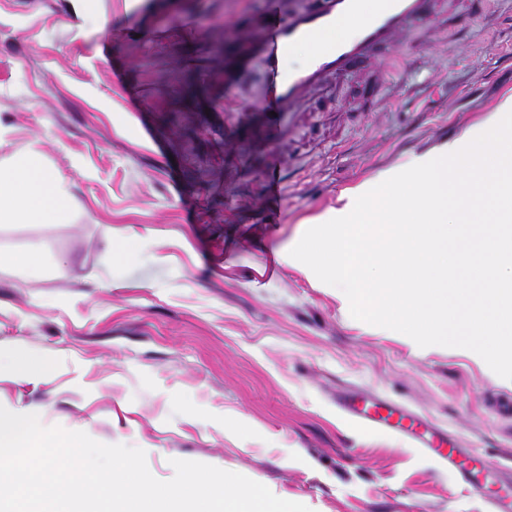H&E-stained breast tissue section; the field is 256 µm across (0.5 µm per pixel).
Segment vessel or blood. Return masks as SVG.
Here are the masks:
<instances>
[{"label": "vessel or blood", "mask_w": 512, "mask_h": 512, "mask_svg": "<svg viewBox=\"0 0 512 512\" xmlns=\"http://www.w3.org/2000/svg\"><path fill=\"white\" fill-rule=\"evenodd\" d=\"M436 0H376L371 14L362 0H329L324 9L285 13L282 0H264V21L241 39L246 57H260L267 73L266 138L276 144L284 129L281 117L310 90L368 65L381 50L395 49L411 23L427 14ZM356 23L353 37L323 41L324 33ZM311 46L307 63L284 71L280 62L295 45ZM336 405L343 415L362 427L396 433L413 447L435 454L465 483L480 487L494 483L496 467L483 455L453 446L448 434L432 427L404 407L373 397L345 394Z\"/></svg>", "instance_id": "obj_1"}]
</instances>
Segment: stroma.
<instances>
[{
  "label": "stroma",
  "instance_id": "obj_1",
  "mask_svg": "<svg viewBox=\"0 0 512 512\" xmlns=\"http://www.w3.org/2000/svg\"><path fill=\"white\" fill-rule=\"evenodd\" d=\"M262 0H0V160L35 149L64 224L0 223V406L237 472L311 512H492L428 453L350 421L401 404L512 469V380L464 348L351 317L290 255L342 189L462 136L512 92V0H444L395 53L310 93L269 147L263 69L226 73ZM131 238L135 258H112ZM50 370L17 376V351ZM2 266L12 267L29 279L40 278L47 271L43 254L39 249L22 254L0 251V267Z\"/></svg>",
  "mask_w": 512,
  "mask_h": 512
}]
</instances>
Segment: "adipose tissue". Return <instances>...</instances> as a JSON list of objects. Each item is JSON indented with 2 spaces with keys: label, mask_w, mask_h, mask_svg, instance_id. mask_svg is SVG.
<instances>
[{
  "label": "adipose tissue",
  "mask_w": 512,
  "mask_h": 512,
  "mask_svg": "<svg viewBox=\"0 0 512 512\" xmlns=\"http://www.w3.org/2000/svg\"><path fill=\"white\" fill-rule=\"evenodd\" d=\"M68 216V190L41 164L37 152L18 155L9 167H0L1 223L62 224Z\"/></svg>",
  "instance_id": "1"
}]
</instances>
